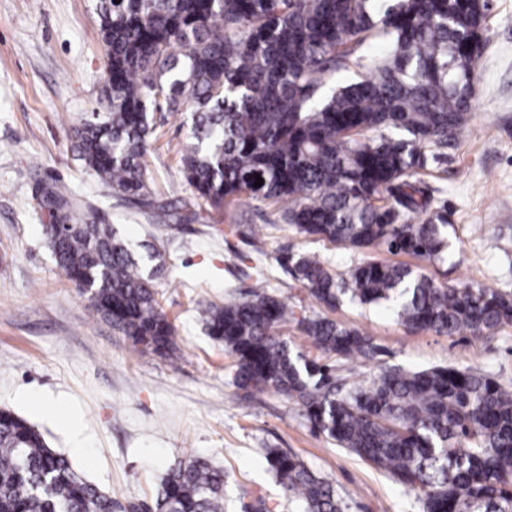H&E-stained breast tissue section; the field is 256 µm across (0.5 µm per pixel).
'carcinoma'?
<instances>
[{
    "label": "carcinoma",
    "instance_id": "carcinoma-1",
    "mask_svg": "<svg viewBox=\"0 0 512 512\" xmlns=\"http://www.w3.org/2000/svg\"><path fill=\"white\" fill-rule=\"evenodd\" d=\"M488 10L487 0H101L105 115L74 129L75 150L112 197L168 228L145 159L153 114L186 109L181 170L213 210L271 200L306 238L435 261L447 220L419 175L466 122ZM37 199L56 265L86 288L93 314L134 346L169 355L174 327L156 289L163 254L141 244L142 258L59 184ZM287 265L329 311L391 302L410 331L447 336L512 326V295L491 288L443 286L371 259L343 273L315 254ZM264 280L259 270L248 296L199 308L234 358L238 386L295 400L336 447L417 492L423 512H512V389L471 367L342 374V363L376 360L373 338L296 315ZM290 321L335 364L293 352L275 334ZM265 460L295 512H344L334 484L296 456L269 448ZM224 483V470L179 460L152 503H122L0 410V512H224Z\"/></svg>",
    "mask_w": 512,
    "mask_h": 512
}]
</instances>
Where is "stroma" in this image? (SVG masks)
<instances>
[{
    "mask_svg": "<svg viewBox=\"0 0 512 512\" xmlns=\"http://www.w3.org/2000/svg\"><path fill=\"white\" fill-rule=\"evenodd\" d=\"M96 4L0 0V410L26 419L79 474L121 499L151 501L169 463L201 458L228 475L226 512H239L242 497L291 512L263 462L266 449L282 448L331 480L346 512H422L416 492L331 444L294 400L238 388L231 357L196 316L197 303L243 297L259 267L269 293L312 314L319 307L284 267L288 255L317 253L340 273L363 256L387 261L390 253L306 239L269 202L220 214L195 203L179 166L182 112L157 114L158 139L147 156L150 186L176 208V226L158 227L118 205L72 140L73 127L102 109L106 54ZM486 38L458 145L424 178L448 226L441 260L423 270L451 287L512 294V0H491ZM52 182L96 205L132 243L163 251L156 284L175 328L177 363L90 317L86 294L59 272L46 244L36 192ZM238 225L249 235L235 233ZM333 317L367 331L383 362L472 367L512 387V328L483 338L411 333L390 309L349 304Z\"/></svg>",
    "mask_w": 512,
    "mask_h": 512,
    "instance_id": "1",
    "label": "stroma"
}]
</instances>
